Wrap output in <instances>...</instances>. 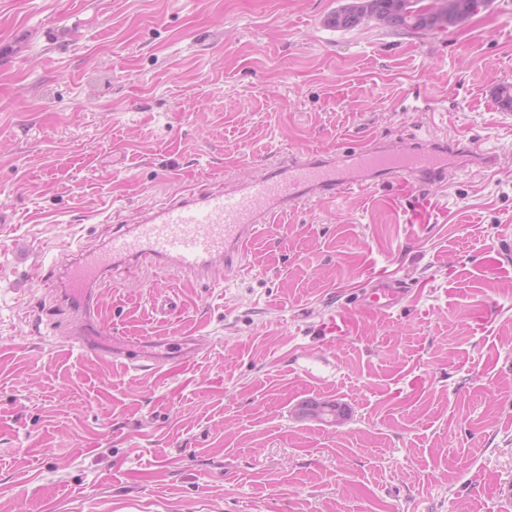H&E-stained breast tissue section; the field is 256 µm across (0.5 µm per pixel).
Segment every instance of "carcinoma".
Returning a JSON list of instances; mask_svg holds the SVG:
<instances>
[{"instance_id": "cac0c4a2", "label": "carcinoma", "mask_w": 512, "mask_h": 512, "mask_svg": "<svg viewBox=\"0 0 512 512\" xmlns=\"http://www.w3.org/2000/svg\"><path fill=\"white\" fill-rule=\"evenodd\" d=\"M379 17L384 27L393 30L432 31L442 29L438 15L427 18L413 12L409 0H358L352 6H340L327 19L333 29L349 30Z\"/></svg>"}]
</instances>
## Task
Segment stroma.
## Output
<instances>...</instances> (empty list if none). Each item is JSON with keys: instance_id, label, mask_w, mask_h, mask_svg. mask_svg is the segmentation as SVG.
Instances as JSON below:
<instances>
[{"instance_id": "obj_1", "label": "stroma", "mask_w": 512, "mask_h": 512, "mask_svg": "<svg viewBox=\"0 0 512 512\" xmlns=\"http://www.w3.org/2000/svg\"><path fill=\"white\" fill-rule=\"evenodd\" d=\"M342 2L0 0V512H512V0L427 32L328 29ZM429 132L499 161L301 205L234 274L118 264L104 321L207 337L181 365L68 347L48 248ZM383 275L388 313L359 302ZM312 398L344 421L297 419ZM406 287L398 279L379 278L364 293V305L373 311H388L406 297Z\"/></svg>"}]
</instances>
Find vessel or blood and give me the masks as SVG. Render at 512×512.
I'll return each instance as SVG.
<instances>
[{
	"label": "vessel or blood",
	"instance_id": "vessel-or-blood-1",
	"mask_svg": "<svg viewBox=\"0 0 512 512\" xmlns=\"http://www.w3.org/2000/svg\"><path fill=\"white\" fill-rule=\"evenodd\" d=\"M466 151L462 142L438 137L414 138L401 145H382L371 137L337 159L314 154L275 160L241 185L192 192L136 215L131 229L113 235L104 250H73L71 262L60 274L63 298L84 326L73 343L81 352L114 360L130 358L136 367L147 369L177 363L189 351H202L209 342L201 336L142 341L115 335L101 321L94 294L107 282L113 264L163 267L194 279L208 277L219 262L225 271H236L259 226L272 223L279 213L365 186L375 173L411 185L443 181L448 177V158ZM406 295L401 281L380 278L365 292L363 302L382 312L393 309Z\"/></svg>",
	"mask_w": 512,
	"mask_h": 512
}]
</instances>
